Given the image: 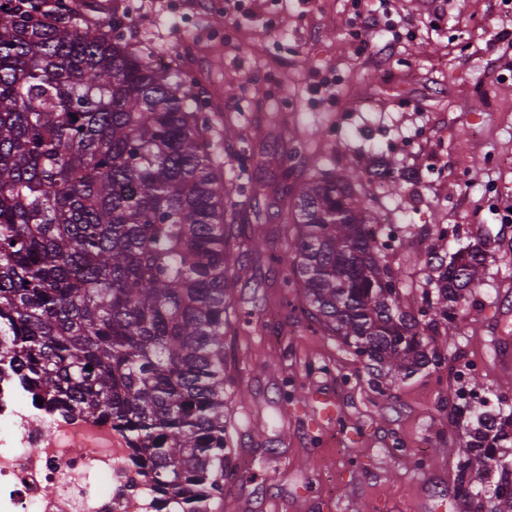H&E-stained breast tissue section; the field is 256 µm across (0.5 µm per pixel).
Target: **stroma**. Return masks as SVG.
<instances>
[{"label":"stroma","instance_id":"35a3bbf8","mask_svg":"<svg viewBox=\"0 0 512 512\" xmlns=\"http://www.w3.org/2000/svg\"><path fill=\"white\" fill-rule=\"evenodd\" d=\"M95 21L128 18L133 49L165 50L196 83L222 143L226 181L238 182L236 140L269 156L308 142L323 169L357 172V192L398 241L389 254L402 292L420 307L430 255L451 257L487 243L484 276L462 303L454 336H437L440 368L373 388L365 364L324 336L280 289L291 256L279 218L268 216L271 173L258 167L232 202L261 250L233 247L230 270L246 267L224 338V423L232 475L224 512H457L455 471L475 422L459 414V372L487 414L512 420V224L496 207L512 201V0H398L417 37L383 49L388 36L348 37L351 0H250L237 29L218 25L224 0H97ZM440 14L438 30L425 29ZM281 35L284 52L273 47ZM338 78L334 98L315 93L321 73ZM391 173L394 187L377 181ZM428 238L429 252L417 247ZM334 401L318 420L310 395Z\"/></svg>","mask_w":512,"mask_h":512}]
</instances>
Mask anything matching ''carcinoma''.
<instances>
[{"label":"carcinoma","mask_w":512,"mask_h":512,"mask_svg":"<svg viewBox=\"0 0 512 512\" xmlns=\"http://www.w3.org/2000/svg\"><path fill=\"white\" fill-rule=\"evenodd\" d=\"M89 2L0 0V368L48 413L103 419L147 474L157 512H221L224 335L232 328L227 254L243 217L229 202L213 120L193 81L130 48L113 18L92 34ZM304 145L273 156L275 209L287 210L292 310L378 376L443 357L479 281L481 246L430 257L431 297L404 304L388 244L353 179ZM492 416L456 466L464 512H512V470ZM498 475L488 507L474 505Z\"/></svg>","instance_id":"carcinoma-1"}]
</instances>
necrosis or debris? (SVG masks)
<instances>
[{
  "label": "necrosis or debris",
  "mask_w": 512,
  "mask_h": 512,
  "mask_svg": "<svg viewBox=\"0 0 512 512\" xmlns=\"http://www.w3.org/2000/svg\"><path fill=\"white\" fill-rule=\"evenodd\" d=\"M153 503L110 423L41 411L0 373V512H155Z\"/></svg>",
  "instance_id": "1"
}]
</instances>
